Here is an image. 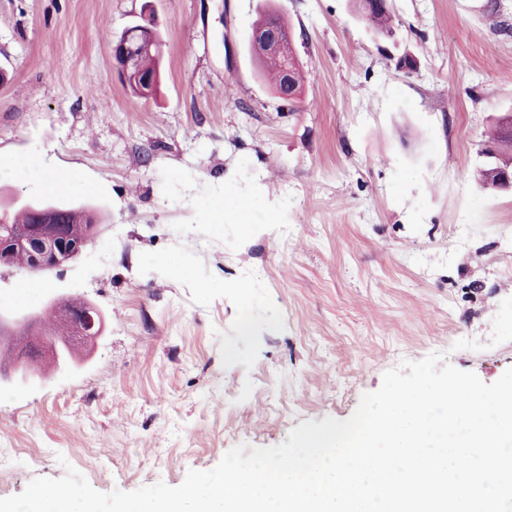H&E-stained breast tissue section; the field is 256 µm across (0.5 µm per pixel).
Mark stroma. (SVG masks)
<instances>
[{"instance_id": "obj_1", "label": "stroma", "mask_w": 512, "mask_h": 512, "mask_svg": "<svg viewBox=\"0 0 512 512\" xmlns=\"http://www.w3.org/2000/svg\"><path fill=\"white\" fill-rule=\"evenodd\" d=\"M389 2L391 41L352 0H0V167L36 162L0 203L49 199L46 172L90 184L71 200L102 233L45 279L105 319L67 367L0 387V498L71 468L178 486L432 353L488 384L512 367V190L474 175L512 109V0ZM271 4L305 76L290 103L249 50ZM146 7L163 62L139 98L112 41ZM227 192L250 223L219 221ZM253 207L254 198L248 199L238 197L231 199L229 195L221 198L214 205V209L217 212L222 213V215H224V213H230L238 224L250 223L248 218Z\"/></svg>"}]
</instances>
